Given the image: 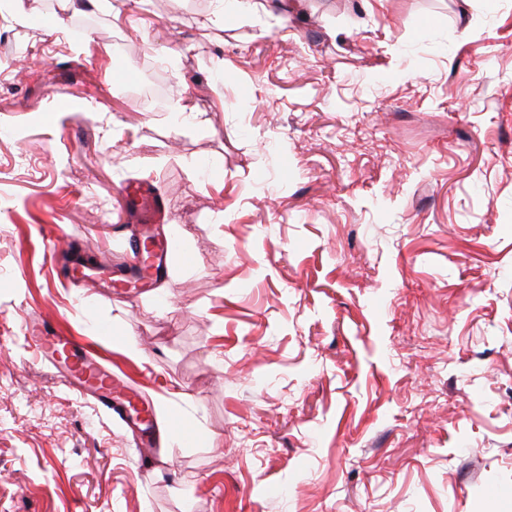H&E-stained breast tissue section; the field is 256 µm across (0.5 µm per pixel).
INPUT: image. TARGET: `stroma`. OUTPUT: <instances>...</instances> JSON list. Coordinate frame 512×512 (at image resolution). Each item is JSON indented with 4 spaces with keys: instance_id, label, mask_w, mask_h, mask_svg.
Listing matches in <instances>:
<instances>
[{
    "instance_id": "1",
    "label": "stroma",
    "mask_w": 512,
    "mask_h": 512,
    "mask_svg": "<svg viewBox=\"0 0 512 512\" xmlns=\"http://www.w3.org/2000/svg\"><path fill=\"white\" fill-rule=\"evenodd\" d=\"M104 3L0 18V512H512V0ZM123 190L131 199L133 214L140 224H155L162 221L168 209L153 187L144 182L126 185ZM46 327L44 319L36 321L30 339L52 356L58 348H68L71 359L66 368L70 378L81 387L92 389L100 404L111 413L115 409L121 411L113 406L112 392L113 389H119V385L112 379V373L99 364L85 348L60 336H45L48 334Z\"/></svg>"
}]
</instances>
